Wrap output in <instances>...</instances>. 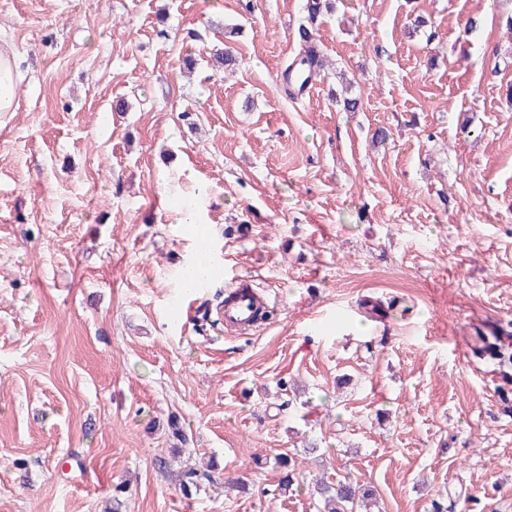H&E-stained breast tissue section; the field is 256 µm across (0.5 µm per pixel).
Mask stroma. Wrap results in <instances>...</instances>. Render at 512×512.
<instances>
[{"label": "stroma", "mask_w": 512, "mask_h": 512, "mask_svg": "<svg viewBox=\"0 0 512 512\" xmlns=\"http://www.w3.org/2000/svg\"><path fill=\"white\" fill-rule=\"evenodd\" d=\"M305 3L0 0V512H318L348 478L512 512V363L471 351L512 344V0H337L293 99ZM189 204L219 273L187 297ZM300 41L303 43L298 56L288 64L283 73V83L288 87L303 89L311 77L315 68L316 76L324 71V57L320 55V49L313 28L302 26L299 30ZM17 64L13 50L0 49V114L18 108ZM238 288L232 292L235 294V298L224 305V327L239 335H247L253 328L252 305L260 302L261 298L252 287L246 284L240 285ZM244 289L247 291L243 292Z\"/></svg>", "instance_id": "obj_1"}]
</instances>
